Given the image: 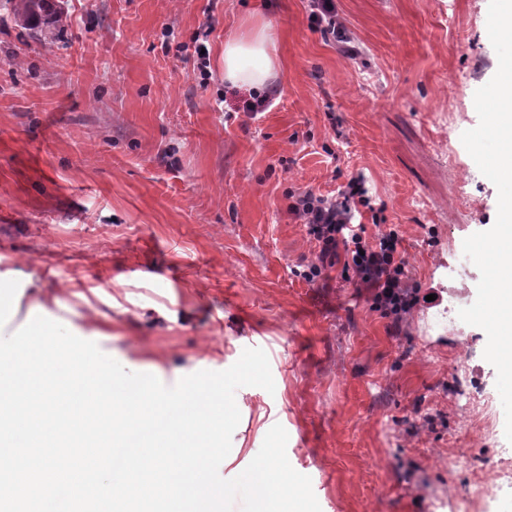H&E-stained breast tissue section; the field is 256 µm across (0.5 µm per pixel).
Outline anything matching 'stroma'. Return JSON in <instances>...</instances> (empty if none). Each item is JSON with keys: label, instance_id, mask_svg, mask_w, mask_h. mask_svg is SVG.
Segmentation results:
<instances>
[{"label": "stroma", "instance_id": "obj_1", "mask_svg": "<svg viewBox=\"0 0 512 512\" xmlns=\"http://www.w3.org/2000/svg\"><path fill=\"white\" fill-rule=\"evenodd\" d=\"M49 2L64 40L0 2V280L32 278L54 297L44 317L169 387L263 349L275 390L236 391L223 478L278 423L321 512H471L448 497L473 484L456 457L490 473L507 445L501 423L480 444L467 410L500 399L487 336L447 314L480 279L455 281L460 243L497 216L461 142L498 68L489 0H336L355 58L312 28L307 0ZM249 16L274 27L282 64L256 116L224 82V40ZM354 176L419 288L396 329L366 291L299 275L317 249L289 191Z\"/></svg>", "mask_w": 512, "mask_h": 512}]
</instances>
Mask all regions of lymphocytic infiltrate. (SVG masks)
Wrapping results in <instances>:
<instances>
[{
  "mask_svg": "<svg viewBox=\"0 0 512 512\" xmlns=\"http://www.w3.org/2000/svg\"><path fill=\"white\" fill-rule=\"evenodd\" d=\"M288 197L289 214L305 224L318 248L315 262L301 273L306 282L339 268L341 279L369 291L373 311L396 324L418 305L419 290L398 251L402 237L397 227L379 224L371 230L362 221L375 207L360 178H350L332 195L305 186Z\"/></svg>",
  "mask_w": 512,
  "mask_h": 512,
  "instance_id": "obj_1",
  "label": "lymphocytic infiltrate"
}]
</instances>
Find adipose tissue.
<instances>
[{
	"mask_svg": "<svg viewBox=\"0 0 512 512\" xmlns=\"http://www.w3.org/2000/svg\"><path fill=\"white\" fill-rule=\"evenodd\" d=\"M280 66L276 37L268 23L248 18L224 42V80L233 87L268 88Z\"/></svg>",
	"mask_w": 512,
	"mask_h": 512,
	"instance_id": "1",
	"label": "adipose tissue"
}]
</instances>
